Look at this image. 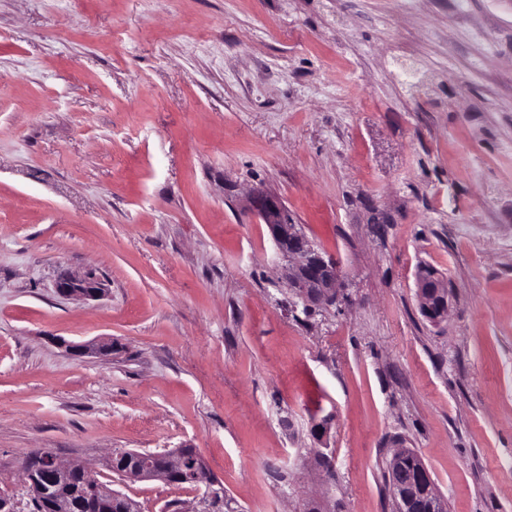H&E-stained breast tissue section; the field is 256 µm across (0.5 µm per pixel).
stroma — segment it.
<instances>
[{
    "mask_svg": "<svg viewBox=\"0 0 512 512\" xmlns=\"http://www.w3.org/2000/svg\"><path fill=\"white\" fill-rule=\"evenodd\" d=\"M255 186L346 274L310 318ZM180 446L240 512H390L400 447L448 512H512V0H0V490L33 512L48 448L189 512L99 464ZM416 287L423 315L431 323L441 322L451 303L447 281L438 273L427 275L425 268L420 267L416 273ZM101 278L96 272L90 270L81 276L63 271L58 276L56 289L63 297L88 299L100 295L104 288Z\"/></svg>",
    "mask_w": 512,
    "mask_h": 512,
    "instance_id": "stroma-1",
    "label": "stroma"
}]
</instances>
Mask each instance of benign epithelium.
I'll list each match as a JSON object with an SVG mask.
<instances>
[{"instance_id": "1", "label": "benign epithelium", "mask_w": 512, "mask_h": 512, "mask_svg": "<svg viewBox=\"0 0 512 512\" xmlns=\"http://www.w3.org/2000/svg\"><path fill=\"white\" fill-rule=\"evenodd\" d=\"M246 209L268 227L270 239L278 254L288 259L285 279L304 308L322 302L336 301L337 287L343 277L341 264L336 257L315 247L287 218L288 207L277 195L262 188L252 189L246 197ZM416 287L423 315L432 323L441 322L448 314L451 296L448 283L437 273L426 274L421 267L416 273ZM56 289L63 297L93 298L103 291V283L96 272L90 270L81 276L63 271L58 276ZM127 454L151 459L148 466H135L116 470L114 474L130 481L160 480L168 484L179 481L192 483L196 497L189 512H220L224 508V487L211 474L203 457L195 448H171L160 452L129 450ZM406 449L396 450L388 463L392 483L393 512H403L407 506V493L402 483V461ZM25 487L35 504L48 512H71L68 501L46 500V485L64 483L75 472L81 474L78 494L87 496L101 506H110L125 495L96 479L78 461L64 462L47 449L45 454L29 456L22 463Z\"/></svg>"}]
</instances>
